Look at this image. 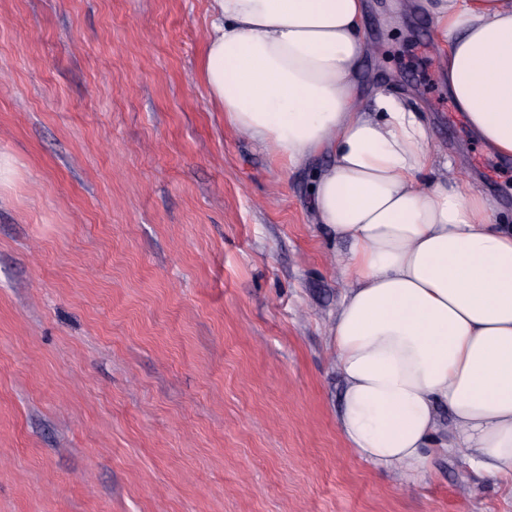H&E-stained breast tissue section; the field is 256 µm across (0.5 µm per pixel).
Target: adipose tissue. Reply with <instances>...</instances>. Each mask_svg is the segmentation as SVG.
<instances>
[{
    "mask_svg": "<svg viewBox=\"0 0 512 512\" xmlns=\"http://www.w3.org/2000/svg\"><path fill=\"white\" fill-rule=\"evenodd\" d=\"M448 95L473 134L512 157V0H426ZM365 0H209L199 59L225 122L289 170L318 155V223L348 242L349 279L329 328L343 383L337 425L365 460L425 472L465 449L512 477V226L497 201L430 146L417 113L356 80Z\"/></svg>",
    "mask_w": 512,
    "mask_h": 512,
    "instance_id": "adipose-tissue-1",
    "label": "adipose tissue"
}]
</instances>
